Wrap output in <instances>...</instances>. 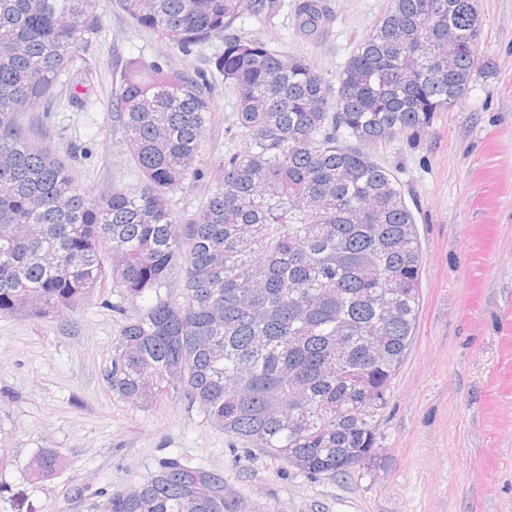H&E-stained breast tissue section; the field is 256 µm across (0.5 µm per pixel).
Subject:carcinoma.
<instances>
[{
    "label": "carcinoma",
    "mask_w": 512,
    "mask_h": 512,
    "mask_svg": "<svg viewBox=\"0 0 512 512\" xmlns=\"http://www.w3.org/2000/svg\"><path fill=\"white\" fill-rule=\"evenodd\" d=\"M137 28L208 58L236 105L242 151L195 167L221 105L205 75L121 61L111 103L137 189L92 200L68 162L19 121L95 30L92 0H0V314L75 310L107 285L143 298L121 327L108 384L153 404L180 394L224 434L314 477L368 470L391 382L414 337L422 254L393 171L366 147L418 134L478 73L475 0H390L336 83L246 26L284 0H115ZM304 0L300 28H318ZM205 200L179 216L187 179ZM183 264L180 297L161 294ZM61 461L32 462L39 478ZM183 477L174 483L168 474ZM102 512H242L224 485L177 459L111 493Z\"/></svg>",
    "instance_id": "carcinoma-1"
}]
</instances>
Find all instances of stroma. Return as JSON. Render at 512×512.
Wrapping results in <instances>:
<instances>
[{
  "mask_svg": "<svg viewBox=\"0 0 512 512\" xmlns=\"http://www.w3.org/2000/svg\"><path fill=\"white\" fill-rule=\"evenodd\" d=\"M297 2L259 36L331 80L389 5L319 0L324 20L309 35ZM476 3L484 73L422 133L373 151L401 183L422 252L415 336L377 427L382 464L312 477L225 435L183 398L123 400L107 377L120 328L144 302L109 287L74 312L0 315V484L13 498L0 512H88L89 500L147 481L171 458L217 478L245 512H512V0ZM94 11L99 30L56 89L82 105L37 106L24 120L97 194L136 186L110 103L120 59L140 53L194 73L214 49L184 55L112 0ZM44 450L63 465L37 480L28 464ZM76 484L88 499L71 496Z\"/></svg>",
  "mask_w": 512,
  "mask_h": 512,
  "instance_id": "obj_1",
  "label": "stroma"
}]
</instances>
